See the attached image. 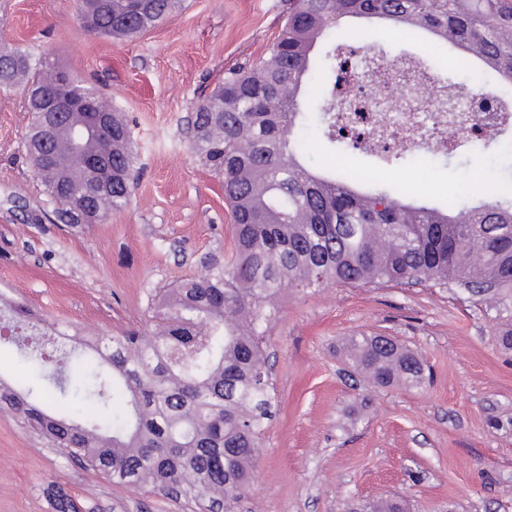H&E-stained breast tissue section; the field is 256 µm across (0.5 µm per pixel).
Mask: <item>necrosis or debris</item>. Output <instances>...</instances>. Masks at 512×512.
<instances>
[{"label":"necrosis or debris","mask_w":512,"mask_h":512,"mask_svg":"<svg viewBox=\"0 0 512 512\" xmlns=\"http://www.w3.org/2000/svg\"><path fill=\"white\" fill-rule=\"evenodd\" d=\"M370 68L371 90L357 84L337 89L343 97L342 130L358 134L367 145L435 153L447 147L450 137L480 136L491 119L484 110L489 97L477 93L460 102V123L449 124L447 113L435 109L438 82L412 61L374 55Z\"/></svg>","instance_id":"1"}]
</instances>
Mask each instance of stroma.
Returning <instances> with one entry per match:
<instances>
[{
  "label": "stroma",
  "instance_id": "35a3bbf8",
  "mask_svg": "<svg viewBox=\"0 0 512 512\" xmlns=\"http://www.w3.org/2000/svg\"><path fill=\"white\" fill-rule=\"evenodd\" d=\"M291 2L184 0L159 26L116 39L81 29L78 0H0V48L53 62L109 98L131 129L137 175L130 202L107 221L55 222L25 158L23 93H0V295L84 335L116 334L145 328L154 295L231 256L224 190L192 151L188 126L203 88L266 57ZM340 39L404 53L469 92L487 85L459 49L425 31L346 19ZM325 131L310 107L308 164L334 146L355 173L453 210L491 201L476 176L512 165L511 130L395 164ZM495 327L493 310L446 287L284 290L263 343L273 416L236 512H351L392 496L410 512H512V353L496 345ZM364 331L418 351L422 387L375 388L349 371L342 343ZM57 491L80 512H200L197 501L78 467L0 409V512H53Z\"/></svg>",
  "mask_w": 512,
  "mask_h": 512
}]
</instances>
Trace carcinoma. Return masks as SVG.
<instances>
[{
    "label": "carcinoma",
    "instance_id": "1",
    "mask_svg": "<svg viewBox=\"0 0 512 512\" xmlns=\"http://www.w3.org/2000/svg\"><path fill=\"white\" fill-rule=\"evenodd\" d=\"M182 0H81L87 31L133 38L177 11ZM344 18L379 19L422 29L479 58L512 85V0H295L266 60L224 73L200 95L190 145L224 186L235 249L164 292L150 328L94 337V357L70 366L77 336L48 337L38 362L13 387L0 379V406L112 482L205 501L232 512L250 479L271 407L262 337L286 288L325 284L433 283L490 304L505 323L498 345L512 350V197L457 213L407 203L385 185L332 165L302 162L306 129L300 100L311 86L322 120L336 127L327 86ZM59 71L20 50L0 52V89H23L32 122L26 155L62 224H91L128 204L135 180L131 130L91 92L104 112L105 151L94 173L73 155L70 129L80 109L52 130L38 117L42 92ZM51 145L42 162L40 142ZM351 365L380 388H418L424 365L400 343L375 333L344 341ZM364 512H406L398 498Z\"/></svg>",
    "mask_w": 512,
    "mask_h": 512
}]
</instances>
